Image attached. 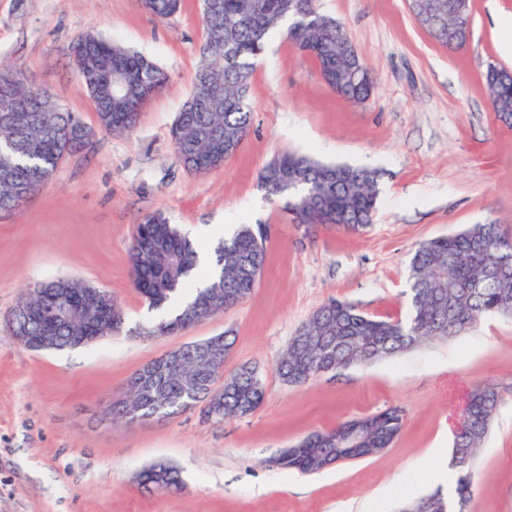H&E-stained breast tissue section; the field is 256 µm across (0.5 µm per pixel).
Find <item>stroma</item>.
<instances>
[{"label": "stroma", "instance_id": "1", "mask_svg": "<svg viewBox=\"0 0 512 512\" xmlns=\"http://www.w3.org/2000/svg\"><path fill=\"white\" fill-rule=\"evenodd\" d=\"M336 18L374 78L351 103L323 81L315 58L285 32L268 38L251 88L250 132L207 173L177 159L169 131L191 95L204 39L200 0L167 19L142 0H0V66L47 90L93 134L58 165L39 196L0 220V512H401L454 497V428L471 391L495 384L502 404L477 460L465 512H512V316L487 317L463 336L397 357L322 374L304 385L277 364L291 336L323 303L340 299L381 319L409 313L407 269L420 242L473 224L512 237V127L497 121L488 65L512 70V0H472L466 48L436 43L406 0H316ZM94 32L138 51L169 75L132 135L98 125L70 55ZM297 151L377 170L380 201L359 235L298 227L259 174ZM162 213L212 245L241 224L268 232L260 283L238 307L177 334L141 338L158 322L133 288L136 224ZM70 276L110 291L122 333L61 351H32L8 325L29 284ZM234 341L225 372L256 367L265 398L243 418L214 423L193 409L126 424L104 418L131 375L166 351L219 334ZM390 406L406 412L381 455L303 475L269 466L314 431ZM165 462L180 489L157 492L140 472Z\"/></svg>", "mask_w": 512, "mask_h": 512}]
</instances>
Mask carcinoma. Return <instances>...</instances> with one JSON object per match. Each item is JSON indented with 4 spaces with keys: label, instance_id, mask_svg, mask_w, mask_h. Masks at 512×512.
<instances>
[{
    "label": "carcinoma",
    "instance_id": "1",
    "mask_svg": "<svg viewBox=\"0 0 512 512\" xmlns=\"http://www.w3.org/2000/svg\"><path fill=\"white\" fill-rule=\"evenodd\" d=\"M202 0L204 39L199 47L200 66L192 96L196 107H184L170 136L175 154L190 171L205 173L224 164L230 156L227 140L239 145L251 125L249 92L255 61L260 58L268 33L288 22L291 43L318 62L324 82L341 88L347 100L364 101L372 85L348 82L352 60L344 53L349 45L343 26L321 14L314 0ZM159 18H170L180 0H143ZM442 6L428 34L450 49L468 39L466 23H455L454 0H421V11ZM73 60L86 58L78 70L82 87L93 99L99 127L110 134L129 135L152 93L168 83L167 73L148 58L115 45L96 34H83L71 46ZM485 80L497 118L512 125V80L495 70ZM82 120L61 108L41 88L18 74L0 71V161L5 159L13 179L0 183V215L17 212L38 195L67 156L83 151L74 136ZM259 181L268 196L285 202V209L300 225L324 224L360 233L372 223L378 203V172L343 163H322L309 156L285 153L261 171ZM203 247L193 242L162 213L143 217L136 224L130 247L132 284L154 310L177 301L174 314L159 321L147 336H164L197 325L188 317L194 307L202 314H220L246 301L257 286L265 261V237L251 224H241L229 238L210 249L209 267H201ZM505 264L512 269V238L497 224H473L446 236L418 244L408 269L410 315L402 320H382L360 312L349 302L331 300L304 322L315 340L304 343L294 335L279 363L283 379L305 384L317 376L396 357L430 340L448 341L473 328L489 314L512 313V273L496 279L485 277V267ZM92 284L60 277L25 288L22 298L33 299L46 310L56 290L81 292ZM214 343L228 357L231 342L212 336L178 349L185 375L194 387H183L174 376L150 391L136 389L134 403L112 407V419L125 423L149 419L156 409L173 416L195 408L201 399L222 401L221 418L245 417L264 399V388L254 369L242 367L224 373V365L201 361L198 346ZM497 387L480 386L469 397L474 425L455 440V493L463 506L474 484V460L485 441L498 405ZM404 426V410L391 406L342 428L315 431L279 453L278 467L313 474L326 469L325 457L343 447L344 434L357 431L352 458L367 459L381 448H391ZM180 484L178 471L158 463L143 471V485L155 482L157 471Z\"/></svg>",
    "mask_w": 512,
    "mask_h": 512
}]
</instances>
